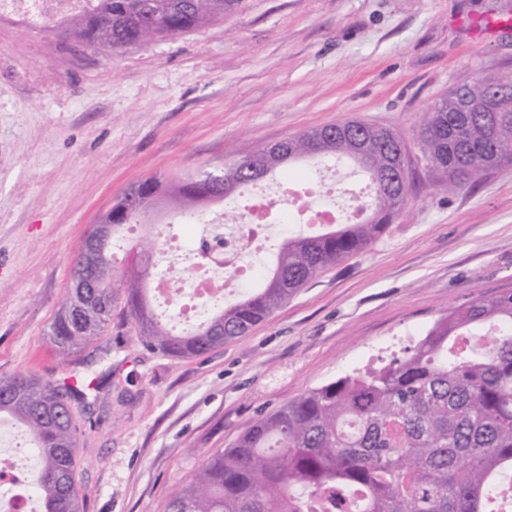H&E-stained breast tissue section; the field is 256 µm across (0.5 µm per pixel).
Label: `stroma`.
<instances>
[{
    "instance_id": "obj_1",
    "label": "stroma",
    "mask_w": 512,
    "mask_h": 512,
    "mask_svg": "<svg viewBox=\"0 0 512 512\" xmlns=\"http://www.w3.org/2000/svg\"><path fill=\"white\" fill-rule=\"evenodd\" d=\"M512 0H241L223 21L106 55L55 21H0V377L73 380L83 512H167L203 459L263 413L417 339L449 308L512 292V169L450 193L420 157V118L463 74L512 75V28L461 19ZM345 120L403 141L412 191L365 251L320 271L252 331L195 358L136 341L123 303L61 357L51 325L87 233L150 177L214 171ZM131 244L195 241L156 207ZM102 377L99 389L89 382ZM459 24L464 28L467 36L470 39L479 41L482 40V38L494 35L497 33L500 27L510 25V21L476 17L465 25H463L462 22Z\"/></svg>"
}]
</instances>
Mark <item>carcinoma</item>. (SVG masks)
I'll list each match as a JSON object with an SVG mask.
<instances>
[{"label":"carcinoma","mask_w":512,"mask_h":512,"mask_svg":"<svg viewBox=\"0 0 512 512\" xmlns=\"http://www.w3.org/2000/svg\"><path fill=\"white\" fill-rule=\"evenodd\" d=\"M240 0H97L72 31L102 52L214 23ZM422 158L452 193L512 165V77L461 80L424 115ZM403 149L393 130L352 120L321 137L288 140L285 159L336 156L351 161L373 188L356 224L288 239L261 287L215 310L190 333L168 328L148 303L150 250L136 242L129 265L112 269L107 244L98 273L76 261L66 300L81 305L74 331L62 305L50 339L63 356L93 344L124 297L137 342L192 358L246 335L323 268L365 251L408 203V175L389 167ZM206 173L162 185L140 182V211L166 194L193 214L220 198ZM236 187L261 179L245 160L223 172ZM112 206L115 230L137 216ZM110 214V215H112ZM105 215L103 221H108ZM78 390L31 376L0 378V418L15 421L38 454L34 492L42 512H82L76 484ZM512 473V293L476 295L448 310L401 356L354 370L258 417L233 444L206 458L176 489L168 512H512L500 478Z\"/></svg>","instance_id":"carcinoma-1"}]
</instances>
